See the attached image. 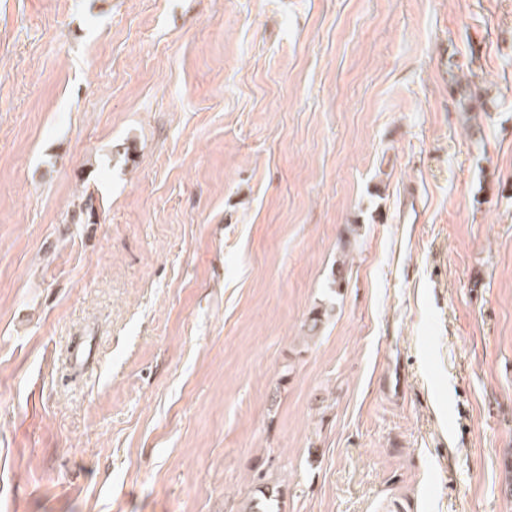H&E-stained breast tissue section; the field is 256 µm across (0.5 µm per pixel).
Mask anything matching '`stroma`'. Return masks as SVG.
Masks as SVG:
<instances>
[{
    "instance_id": "35a3bbf8",
    "label": "stroma",
    "mask_w": 512,
    "mask_h": 512,
    "mask_svg": "<svg viewBox=\"0 0 512 512\" xmlns=\"http://www.w3.org/2000/svg\"><path fill=\"white\" fill-rule=\"evenodd\" d=\"M271 491L512 512V0H0V512Z\"/></svg>"
}]
</instances>
